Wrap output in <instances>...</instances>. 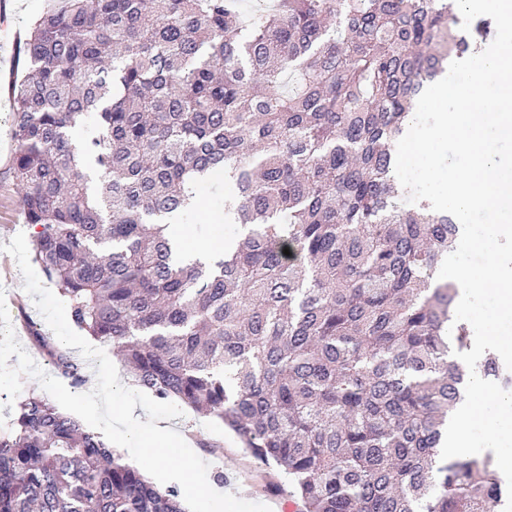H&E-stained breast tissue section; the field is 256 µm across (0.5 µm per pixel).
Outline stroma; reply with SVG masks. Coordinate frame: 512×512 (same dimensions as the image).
<instances>
[{
  "instance_id": "obj_1",
  "label": "stroma",
  "mask_w": 512,
  "mask_h": 512,
  "mask_svg": "<svg viewBox=\"0 0 512 512\" xmlns=\"http://www.w3.org/2000/svg\"><path fill=\"white\" fill-rule=\"evenodd\" d=\"M46 6L47 0H6L5 9L0 12V245L10 244L17 233L28 230L23 217L22 194L10 174L16 151L12 138L11 88L24 73L16 48ZM230 190V184L223 180L201 181L197 192L204 203L203 208L193 217L173 223L172 232L178 236L184 234L217 241L232 237L236 225L224 218V199ZM23 285L24 280L15 260L0 252V290L5 293L10 319L16 324L15 336L41 369L49 375H56L57 370L46 353L18 326L21 315L25 314L41 331L49 329L32 298L25 296ZM161 426L178 431L191 449L208 464L210 472H223V482L213 485L217 492L230 493L265 505L274 502L279 505V512H290L294 508L295 497L287 493L267 496L257 490L255 475L241 473L238 461L245 457L246 451L236 435L223 423L188 408L183 417L162 421Z\"/></svg>"
}]
</instances>
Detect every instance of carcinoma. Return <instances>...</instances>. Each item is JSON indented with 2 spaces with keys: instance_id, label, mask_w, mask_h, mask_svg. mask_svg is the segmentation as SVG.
Instances as JSON below:
<instances>
[{
  "instance_id": "cac0c4a2",
  "label": "carcinoma",
  "mask_w": 512,
  "mask_h": 512,
  "mask_svg": "<svg viewBox=\"0 0 512 512\" xmlns=\"http://www.w3.org/2000/svg\"><path fill=\"white\" fill-rule=\"evenodd\" d=\"M455 12L275 0L244 21L239 0H50L19 47L13 179L71 324L141 388L228 425L302 512L507 502L490 456L441 459L465 384L448 352L471 332L435 274L459 228L405 208L392 177L414 101L494 35ZM215 172L246 234L202 262L166 229ZM0 512L185 510L31 393L0 432Z\"/></svg>"
}]
</instances>
